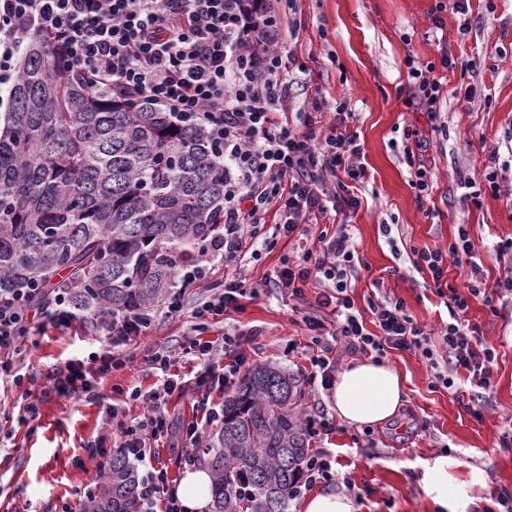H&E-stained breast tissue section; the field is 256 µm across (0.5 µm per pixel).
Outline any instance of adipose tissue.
Listing matches in <instances>:
<instances>
[{
	"label": "adipose tissue",
	"mask_w": 512,
	"mask_h": 512,
	"mask_svg": "<svg viewBox=\"0 0 512 512\" xmlns=\"http://www.w3.org/2000/svg\"><path fill=\"white\" fill-rule=\"evenodd\" d=\"M405 396L401 374L374 360L362 361L338 374L333 402L339 417L357 426L385 423L397 415ZM448 456L436 457L424 471L422 482L437 512H466L472 499L467 488L483 483L484 473L473 468L466 475L456 471Z\"/></svg>",
	"instance_id": "ef3b65f1"
}]
</instances>
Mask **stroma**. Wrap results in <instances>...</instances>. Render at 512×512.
Returning <instances> with one entry per match:
<instances>
[{
    "label": "stroma",
    "mask_w": 512,
    "mask_h": 512,
    "mask_svg": "<svg viewBox=\"0 0 512 512\" xmlns=\"http://www.w3.org/2000/svg\"><path fill=\"white\" fill-rule=\"evenodd\" d=\"M267 3L274 14L290 15L300 25L290 43L301 66L289 72V112L310 110L317 93L324 101L323 126L335 123L339 103H347L355 115L367 173L358 187L361 206L348 217L359 249L351 279L357 310L368 322L370 300L400 299L419 324L439 331L450 319L452 291H465L473 278L494 284L503 267L512 266V252L497 262L483 258L473 274L452 266L441 289L428 271L412 264L413 251L445 250L462 229L481 251L512 239V168L499 175L500 193H482L479 204L464 200L459 187L460 178L477 177L482 144L512 139V0H471L468 20L447 10L438 28L432 24L437 0ZM443 47L458 67L444 75L437 129L429 135L426 153L431 186L421 201L411 186L408 150L411 131L426 129L427 120L406 104L404 61L410 55L423 63L438 61ZM465 85L474 90L468 100L458 92ZM297 247L284 238L273 250H262L259 259L246 261L242 275L260 287V295L245 300L242 311L211 324L205 337L220 342L228 332L260 329L249 364L272 362L303 380L304 410L310 415L316 405L332 407L333 400L330 391L306 381L311 366L302 317L309 307L263 291ZM206 295V289H188L181 316L157 318L140 345L128 346V367L100 379L98 402L50 394L30 413L19 389L0 382V512H61L65 503L82 512L87 493L99 486V463L87 449L102 435L119 437L121 425L142 418V405L127 390L160 387L163 375L151 363L155 352L172 355V371L184 380L166 398L174 429L155 449L170 479L180 481L191 467L180 428L194 421L199 398L194 363L183 345L190 311ZM464 324L496 352L481 416L466 409L475 395L471 384L457 390L436 385L425 358L391 350L383 360L402 374L405 386L399 414L370 428L339 418L333 433L311 439V447L335 451L340 475L355 478L362 491L358 512H432L421 478L427 463L440 454L456 459L461 472L473 467L485 472L484 486L468 491L474 499L468 512H500V495L512 493V446L500 442L501 434L512 429V298H471ZM109 345L84 315L70 335L49 327L26 337L18 366L40 387L67 359ZM111 409L117 413L112 421L107 418Z\"/></svg>",
    "instance_id": "35a3bbf8"
}]
</instances>
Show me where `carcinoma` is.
<instances>
[{
  "label": "carcinoma",
  "mask_w": 512,
  "mask_h": 512,
  "mask_svg": "<svg viewBox=\"0 0 512 512\" xmlns=\"http://www.w3.org/2000/svg\"><path fill=\"white\" fill-rule=\"evenodd\" d=\"M0 112V293L70 289L75 310L161 303L176 266L224 223V159L202 129L94 89L36 32ZM302 383L272 363L224 394V421L196 457L213 512H287L304 475ZM119 450L88 512H141Z\"/></svg>",
  "instance_id": "carcinoma-1"
}]
</instances>
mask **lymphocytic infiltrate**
Returning a JSON list of instances; mask_svg holds the SVG:
<instances>
[{
	"label": "lymphocytic infiltrate",
	"instance_id": "f902f5d3",
	"mask_svg": "<svg viewBox=\"0 0 512 512\" xmlns=\"http://www.w3.org/2000/svg\"><path fill=\"white\" fill-rule=\"evenodd\" d=\"M47 35L73 67L83 72L94 87L111 91L118 99L142 98L163 112L187 116L201 127L224 158V224L208 251L179 270L180 288L163 302L165 315L180 316L187 287L203 285L208 298L193 312L195 335L184 346L200 368L195 384L200 393V418L181 429L183 440L197 447L207 427L221 422L223 407L210 400L213 391L233 385L248 362L246 344L259 329L225 337L216 349L202 334L211 320L238 312L248 294L240 268L256 242L274 247L280 238L305 235L307 226L330 208L343 214L358 210L361 200L356 185L366 173L357 160L358 135L351 112L337 113L336 122L321 130V100L310 111L284 119L287 110L290 66L284 57L297 32L296 21L271 16L264 0L244 8L242 0H0V90L17 76L15 59L23 34ZM439 62L417 64L407 57V78L412 83L411 106L435 119L440 110L442 84L436 69L452 70L454 58L440 52ZM279 222L268 224V213ZM318 249H307L285 258L275 282L289 297L304 299L305 288L318 284V307L332 309L336 325L325 335L324 319L307 315L303 323L315 347L310 378L330 388L336 370L332 353L385 350L418 352L426 360L444 353L448 367L437 381L453 388L457 378L477 387L490 388L496 353L473 342L460 320L483 282L469 283L467 292L452 293L451 317L438 334H431L409 314L404 301H370L371 321L355 309L350 279L356 272L352 227L336 225L333 233L321 234ZM478 253L466 232H459L445 252H423L433 282H441L449 266L472 267ZM223 270V280L213 274ZM34 288L0 295V381L21 387L22 398L32 396L23 385L17 366L21 342L34 325H51L59 333L72 330L78 319L67 291L52 290L42 313L32 311ZM155 319L153 310L113 312L96 316L99 333L111 340V350L74 357L59 368L50 390L60 397H98V381L126 367L127 346L138 344ZM155 369L166 375L162 387L142 391L132 388L130 397L142 404L140 422L123 427L120 447L130 459L144 465L141 497L144 512L163 507L164 512H184L168 471L151 463L156 443L166 438L172 423L165 397L178 379L171 377L169 356H151Z\"/></svg>",
	"mask_w": 512,
	"mask_h": 512
}]
</instances>
